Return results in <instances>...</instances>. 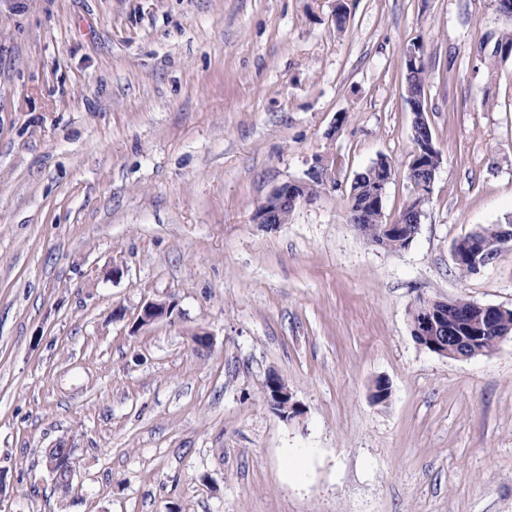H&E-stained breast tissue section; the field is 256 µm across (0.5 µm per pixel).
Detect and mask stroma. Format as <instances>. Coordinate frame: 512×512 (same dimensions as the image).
Segmentation results:
<instances>
[{
	"label": "stroma",
	"mask_w": 512,
	"mask_h": 512,
	"mask_svg": "<svg viewBox=\"0 0 512 512\" xmlns=\"http://www.w3.org/2000/svg\"><path fill=\"white\" fill-rule=\"evenodd\" d=\"M510 27L493 0H0V512H512V335L448 358L409 318L512 310V250L452 255L512 219ZM412 45L442 163L390 254L343 196L384 157L385 222L412 197ZM318 155L333 184L256 223ZM418 51L419 47L415 46L406 49V57L408 62L412 65L419 64L412 69H408V64L406 61V101L411 106H414L416 103L422 104V100L424 103L425 99V68L421 62V55H419ZM511 220L505 222V224L508 225H501V224H494L489 227L483 228L478 232L469 234L462 238L465 242L470 241L471 245L468 249L469 255H463L465 248H467V245L463 241H457L453 247V257L455 264L457 266V269L462 273H471L474 271V263L475 260L482 258V247L485 245L486 242H492L493 240H498V233L497 230L500 226L503 228H507L508 226H511ZM511 243L510 235L505 234V236L502 237V241L500 243L496 244V249L493 253H485V258L480 259L476 263L475 270H477L479 267L484 266L487 264L490 260L495 258L497 255H499L503 250L504 247ZM462 258V260H461ZM461 260V261H460ZM458 261V262H457ZM278 379L286 384L285 380L278 376ZM287 386H282L270 373L266 380L265 395L269 408L282 420L287 422L301 420L305 411L300 402L293 399V395ZM73 449L51 448L46 452V467L57 488L69 491L72 487L74 465Z\"/></svg>",
	"instance_id": "1"
}]
</instances>
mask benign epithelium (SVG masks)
<instances>
[{"mask_svg": "<svg viewBox=\"0 0 512 512\" xmlns=\"http://www.w3.org/2000/svg\"><path fill=\"white\" fill-rule=\"evenodd\" d=\"M414 120L412 131L427 135V145L433 146L432 136L428 122L421 107L412 109ZM423 152L418 151L407 164V179L413 189L422 192L432 187L433 180L422 176L425 169L421 157ZM320 182L326 186L332 182L327 161L320 155L313 159L307 170V178L299 181H290L275 187L258 207L255 217L260 224L268 226L280 223L283 213H292L301 204H310L315 200L307 192L310 182ZM454 306L451 301H429L427 306L419 312L412 314V334L421 341V346L440 356L462 357V352L468 351L471 346L481 341L488 334L497 335L502 340L505 335L498 334V316L507 313V310L494 305L473 303L481 310V318L473 317L469 311L455 312L454 326L450 329L443 327L448 321V310ZM173 312L172 305L165 302L150 301L146 303L138 316L141 324H150L159 319L169 317ZM265 395L269 408L281 419L290 422L301 420L304 409L300 402L293 399L287 386H283L273 375H268L265 385ZM46 467L52 475L56 486L66 491L72 487L74 465L73 449L50 448L46 452Z\"/></svg>", "mask_w": 512, "mask_h": 512, "instance_id": "1", "label": "benign epithelium"}]
</instances>
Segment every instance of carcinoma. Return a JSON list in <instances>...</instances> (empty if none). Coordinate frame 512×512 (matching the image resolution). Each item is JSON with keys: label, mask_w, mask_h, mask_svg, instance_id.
Wrapping results in <instances>:
<instances>
[{"label": "carcinoma", "mask_w": 512, "mask_h": 512, "mask_svg": "<svg viewBox=\"0 0 512 512\" xmlns=\"http://www.w3.org/2000/svg\"><path fill=\"white\" fill-rule=\"evenodd\" d=\"M496 46H498V50L492 52L489 59V63L492 65L512 57V30L505 32L496 42ZM405 89L406 101L409 104L414 105L425 99L424 65L420 64L406 70ZM385 164L386 161L377 160L354 178L344 197V209L355 207L362 210L360 221L362 236L380 242L382 249L388 253H399L412 243L411 230L405 227L403 233L398 236L382 234L384 226L382 209L367 204L374 191L380 187ZM498 228L499 225L494 224L464 237V241L471 242V245L468 254L456 262L457 269L461 273L474 271L475 260L482 258V247L485 243L498 239Z\"/></svg>", "instance_id": "1"}]
</instances>
